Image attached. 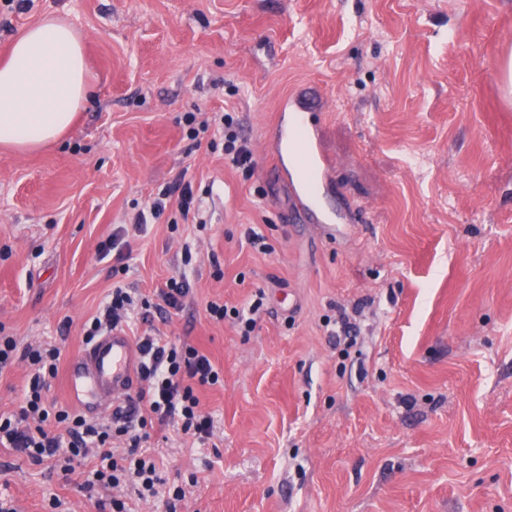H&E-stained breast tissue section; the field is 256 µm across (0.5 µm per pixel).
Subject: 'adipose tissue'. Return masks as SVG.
I'll return each mask as SVG.
<instances>
[{"instance_id":"obj_1","label":"adipose tissue","mask_w":512,"mask_h":512,"mask_svg":"<svg viewBox=\"0 0 512 512\" xmlns=\"http://www.w3.org/2000/svg\"><path fill=\"white\" fill-rule=\"evenodd\" d=\"M88 99L84 45L75 30L48 17L22 29L0 59V147L53 145Z\"/></svg>"}]
</instances>
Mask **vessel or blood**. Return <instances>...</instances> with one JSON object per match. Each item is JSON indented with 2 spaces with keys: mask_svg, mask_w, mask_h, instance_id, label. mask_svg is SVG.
I'll use <instances>...</instances> for the list:
<instances>
[{
  "mask_svg": "<svg viewBox=\"0 0 512 512\" xmlns=\"http://www.w3.org/2000/svg\"><path fill=\"white\" fill-rule=\"evenodd\" d=\"M319 104L313 93L300 90L283 99L274 126V174L278 183L287 184L295 202L289 222L329 231L342 222L346 202L337 200L329 208L323 204L332 194L333 162L321 146L318 125L311 121ZM139 369L133 337L125 329H110L68 360L67 397L85 414L114 413L119 400L136 387Z\"/></svg>",
  "mask_w": 512,
  "mask_h": 512,
  "instance_id": "obj_1",
  "label": "vessel or blood"
}]
</instances>
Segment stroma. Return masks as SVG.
<instances>
[{
    "instance_id": "stroma-1",
    "label": "stroma",
    "mask_w": 512,
    "mask_h": 512,
    "mask_svg": "<svg viewBox=\"0 0 512 512\" xmlns=\"http://www.w3.org/2000/svg\"><path fill=\"white\" fill-rule=\"evenodd\" d=\"M46 16L81 34L91 94L54 146L0 151V336L69 359L114 286L188 273L154 327L224 383L199 392L209 443L151 431L177 512H512V0H0V56ZM297 89L365 222L284 223L272 123ZM187 112L239 114L251 177ZM181 172L210 191L206 231L150 225L113 273L100 245ZM259 291L251 335L204 316ZM81 480L0 447L8 512H100L111 490Z\"/></svg>"
}]
</instances>
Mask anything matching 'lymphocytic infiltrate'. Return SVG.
Returning a JSON list of instances; mask_svg holds the SVG:
<instances>
[{
  "label": "lymphocytic infiltrate",
  "instance_id": "lymphocytic-infiltrate-1",
  "mask_svg": "<svg viewBox=\"0 0 512 512\" xmlns=\"http://www.w3.org/2000/svg\"><path fill=\"white\" fill-rule=\"evenodd\" d=\"M201 207L202 200L191 183L176 181L137 213L133 230L143 232L149 221L164 216L173 227L199 221ZM189 294L190 283L183 275L168 279L152 300L115 287L84 338L92 340L134 320L148 325L153 316L175 314L182 310ZM136 344L144 387L136 396L132 413L118 412L104 422L52 408L47 391L50 378L57 374L59 347L29 346L21 351L13 337L0 336V373L19 361L29 371L21 404L12 414L0 415V447L16 449L36 463L53 460L67 475L92 454L100 464L85 481L84 490L123 488L128 496L140 500L156 496L163 479L146 450L150 426L156 422L172 424L183 434L206 442L213 435L214 419L203 412L197 392L220 385L224 377L207 354L187 341L165 338L147 329L137 336ZM117 440L122 441V449L114 448Z\"/></svg>",
  "mask_w": 512,
  "mask_h": 512
}]
</instances>
